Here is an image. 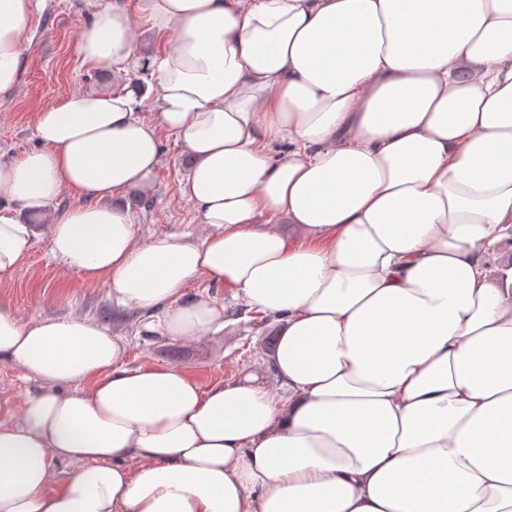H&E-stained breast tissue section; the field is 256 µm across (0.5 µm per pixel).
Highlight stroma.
I'll list each match as a JSON object with an SVG mask.
<instances>
[{
  "label": "stroma",
  "instance_id": "35a3bbf8",
  "mask_svg": "<svg viewBox=\"0 0 512 512\" xmlns=\"http://www.w3.org/2000/svg\"><path fill=\"white\" fill-rule=\"evenodd\" d=\"M89 19L87 0H38L25 68L12 93L0 97V158L33 149L38 112L75 91H111L109 70L88 69L77 52L78 36ZM163 160L152 176L155 191L149 209H136L143 239L170 232L199 230L192 206L179 192L187 168L181 142L162 136ZM0 305L22 321L79 316L108 326L128 344L131 366L170 364L183 367L202 387L268 378L269 356L263 336L249 315H235L222 332L198 344L145 333L137 311L116 307L103 283H81L51 260L44 240H37L27 261L11 279L0 282Z\"/></svg>",
  "mask_w": 512,
  "mask_h": 512
}]
</instances>
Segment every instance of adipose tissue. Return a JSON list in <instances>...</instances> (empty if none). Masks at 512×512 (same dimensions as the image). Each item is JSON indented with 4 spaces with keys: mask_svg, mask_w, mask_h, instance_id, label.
<instances>
[{
    "mask_svg": "<svg viewBox=\"0 0 512 512\" xmlns=\"http://www.w3.org/2000/svg\"><path fill=\"white\" fill-rule=\"evenodd\" d=\"M34 7L0 0V95ZM139 9L175 48L94 0L79 53L151 83L70 94L0 161V281L41 237L146 331L263 312L279 385L204 389L127 366L99 322L0 306V360L42 386L0 402V512H512V0ZM165 132L207 231L144 241L114 198L150 188ZM201 276L231 303L190 295ZM123 4L127 7L131 14L134 29L137 33L144 31L143 38L148 48L150 49H164L172 47L176 42L174 32H171L165 39L159 40L151 32L145 31L148 24L138 10L139 0H122Z\"/></svg>",
    "mask_w": 512,
    "mask_h": 512,
    "instance_id": "ef3b65f1",
    "label": "adipose tissue"
}]
</instances>
